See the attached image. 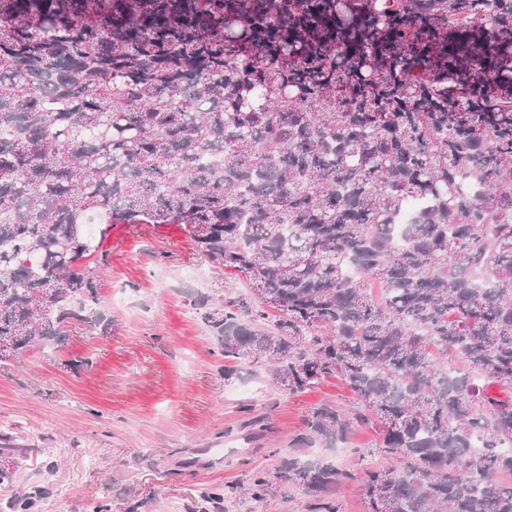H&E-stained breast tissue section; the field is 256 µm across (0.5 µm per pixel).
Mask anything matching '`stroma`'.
I'll return each instance as SVG.
<instances>
[{
	"instance_id": "stroma-1",
	"label": "stroma",
	"mask_w": 512,
	"mask_h": 512,
	"mask_svg": "<svg viewBox=\"0 0 512 512\" xmlns=\"http://www.w3.org/2000/svg\"><path fill=\"white\" fill-rule=\"evenodd\" d=\"M101 271L108 330L69 328L62 351L34 350L0 365V421L26 451L0 502L42 486L40 512H191L197 491L230 485L255 472L281 483L273 449L289 453L309 410L352 405L332 378L288 396L268 374L224 364L193 301L224 300V277L174 224L115 226ZM83 360L73 368L71 360ZM260 419L261 433L249 427ZM307 497L283 486L257 503L226 512H306Z\"/></svg>"
}]
</instances>
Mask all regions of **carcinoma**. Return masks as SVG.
Instances as JSON below:
<instances>
[{
    "mask_svg": "<svg viewBox=\"0 0 512 512\" xmlns=\"http://www.w3.org/2000/svg\"><path fill=\"white\" fill-rule=\"evenodd\" d=\"M116 224H176L243 287L194 302L225 380L353 393L293 446L364 425L357 467L281 460L310 512L353 481L364 512H512V0H0L1 364L109 329Z\"/></svg>",
    "mask_w": 512,
    "mask_h": 512,
    "instance_id": "obj_1",
    "label": "carcinoma"
}]
</instances>
